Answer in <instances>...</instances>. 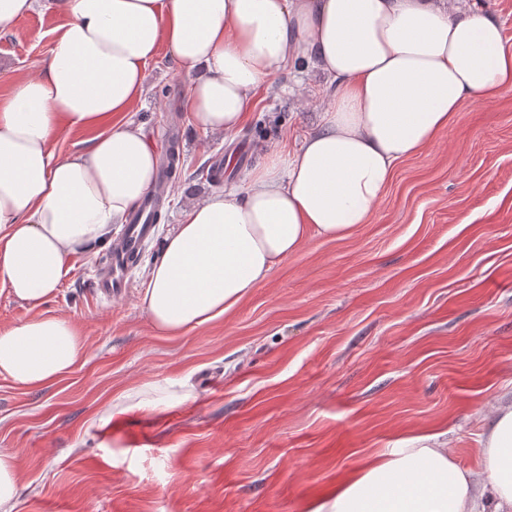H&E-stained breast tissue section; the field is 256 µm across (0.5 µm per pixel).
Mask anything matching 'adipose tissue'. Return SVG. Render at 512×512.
Instances as JSON below:
<instances>
[{
	"label": "adipose tissue",
	"instance_id": "adipose-tissue-1",
	"mask_svg": "<svg viewBox=\"0 0 512 512\" xmlns=\"http://www.w3.org/2000/svg\"><path fill=\"white\" fill-rule=\"evenodd\" d=\"M68 21L37 75L0 107V285L37 306L70 259L106 241L154 185L157 156L121 120L167 46L189 77L186 108L211 133L239 130L258 86L316 61L333 85L319 127L264 153L245 184L190 207L151 266L141 305L162 336L232 311L311 236L369 223L397 164L420 154L469 97L512 89L501 26L455 0H56ZM97 128L59 153L64 132ZM83 355L72 321L39 314L0 330V376L39 389ZM463 467L433 435L371 458L310 512H512V396Z\"/></svg>",
	"mask_w": 512,
	"mask_h": 512
}]
</instances>
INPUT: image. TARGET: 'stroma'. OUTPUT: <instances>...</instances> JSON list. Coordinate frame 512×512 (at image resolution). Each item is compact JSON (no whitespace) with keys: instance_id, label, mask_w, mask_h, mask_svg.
Segmentation results:
<instances>
[{"instance_id":"1","label":"stroma","mask_w":512,"mask_h":512,"mask_svg":"<svg viewBox=\"0 0 512 512\" xmlns=\"http://www.w3.org/2000/svg\"><path fill=\"white\" fill-rule=\"evenodd\" d=\"M66 21L37 0L0 35V104L40 71ZM188 83L160 50L128 114L157 154L178 136L183 170L126 293L92 292L105 244L73 257L39 306L0 287V329L49 312L84 346L45 389L0 377L17 512H309L419 434L476 467L482 421L512 390V89L466 99L397 165L370 223L311 237L224 318L166 337L140 295L187 202L216 192L202 168L225 162V187L242 185L264 151L298 146L331 91L315 66L286 68L256 90L243 127L218 137L184 110ZM140 396L154 407L136 408Z\"/></svg>"}]
</instances>
